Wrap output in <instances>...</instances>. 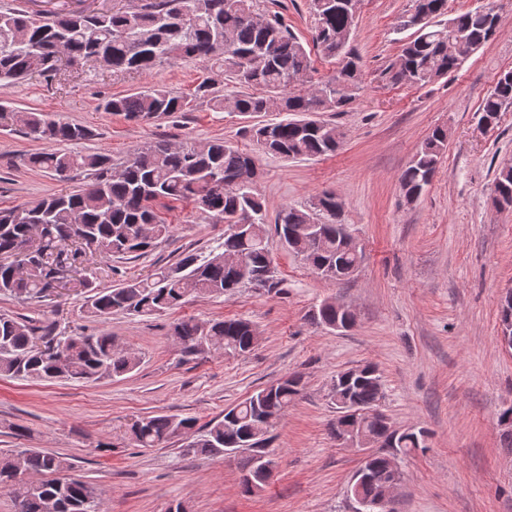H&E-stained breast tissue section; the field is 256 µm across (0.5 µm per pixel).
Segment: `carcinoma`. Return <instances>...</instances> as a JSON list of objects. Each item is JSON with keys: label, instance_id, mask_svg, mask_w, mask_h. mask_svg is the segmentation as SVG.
Listing matches in <instances>:
<instances>
[{"label": "carcinoma", "instance_id": "carcinoma-1", "mask_svg": "<svg viewBox=\"0 0 512 512\" xmlns=\"http://www.w3.org/2000/svg\"><path fill=\"white\" fill-rule=\"evenodd\" d=\"M447 0H414L402 28L413 30L404 44L399 65L388 71L393 83L426 86L455 69L462 59L448 53L454 34L479 49L496 33L486 2L441 23ZM314 19L312 42L317 53L338 63L328 79L302 90L300 77L311 68V52L277 11L261 10L254 0H140L125 10H47L31 14L0 7V89L32 79L60 75L63 65L79 66L101 60L117 72H140L176 59L202 58L224 68V77L241 91L226 98L210 80L195 95L176 94L162 86L106 99V112L129 120L148 121L190 112L205 99L215 110L230 108L242 115L285 112L289 117L251 129L258 147L288 159L333 154L339 147L336 126L316 118L321 112H342L354 99L362 78L361 58L351 48L353 32L348 0H310ZM512 107V70L495 82L483 99L480 119L497 123ZM22 133L56 148L29 153L23 163L61 181L84 174L78 189L60 192L13 208L0 209V257L25 254L32 269L0 265V295L21 300L44 298L64 288L74 272L75 286L90 293L86 312L95 319L122 313L153 316L181 306L189 297H221L242 289L279 292L267 242L266 209L254 188L255 161L222 139L206 143L165 140L133 149L120 162L104 152H72L64 145L88 140L87 127L54 119L45 112H28ZM448 130L438 127L424 140L400 176L405 196L419 198L441 164ZM188 202L212 221L224 224L223 241L208 254H187L171 266H160L151 278H128L116 288L95 291L93 281L80 276L97 258H136L152 250L170 233V224L155 203ZM492 202L512 205V166H502L494 179ZM342 202L325 191L307 206H286L274 221L287 248L312 270L343 281L359 268L362 250L353 243L340 216ZM312 323L336 329L354 327L351 309L324 301L310 314ZM173 335L190 356L203 348H221L243 355L254 346L257 330L244 319L199 321L182 319ZM141 360L115 344L109 332L57 338L50 326L39 329L29 321L0 314V377L19 380L66 379L94 382L134 371ZM303 388L296 372L253 393L224 410L220 420L201 427L194 418L147 416L134 421L129 435L140 448H156L176 434L192 435L181 453L241 457L244 473L254 484L257 456L265 453L266 434ZM336 411L359 405L371 412L363 422L374 440L387 436L388 417L379 409L383 398L376 366L366 364L336 375L330 390ZM426 432L397 433L395 448L404 455L426 448ZM385 452L373 459L370 480L361 484L371 504L382 493L390 473ZM16 467H0V488L12 494L18 512H102L101 494L92 483L71 474L66 459L39 448L14 457Z\"/></svg>", "mask_w": 512, "mask_h": 512}]
</instances>
